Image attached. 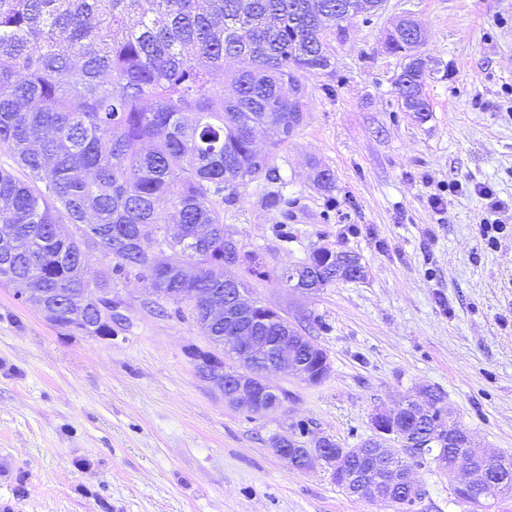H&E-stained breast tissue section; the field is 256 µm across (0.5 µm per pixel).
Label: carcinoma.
I'll return each mask as SVG.
<instances>
[{
    "label": "carcinoma",
    "instance_id": "carcinoma-1",
    "mask_svg": "<svg viewBox=\"0 0 512 512\" xmlns=\"http://www.w3.org/2000/svg\"><path fill=\"white\" fill-rule=\"evenodd\" d=\"M377 0H0V147L23 171L0 166V285L36 304L75 297L104 281L85 277L88 255L100 251L134 272L145 288L179 304L199 291L191 316L203 336L224 335L202 307L225 278L246 289L235 269L267 276L255 250L239 247L224 264L222 205L239 187L280 179L274 159L288 140V114L309 111L303 78L331 67L327 34L347 14ZM384 47L409 59L397 94L418 119L431 111L425 67L416 50L390 34ZM228 82L233 96L217 84ZM261 126L267 149L255 145ZM70 224L68 234L60 225ZM155 243L171 252L159 260ZM358 257L314 250L307 261L321 290L351 273ZM433 414L401 415L407 450L423 456L424 433L449 430L442 396L424 387ZM275 452L295 468L308 449ZM336 484L344 471L375 470V496L393 468L411 464L399 452L332 444ZM462 458L494 474L512 494V455L447 448L433 456L442 469Z\"/></svg>",
    "mask_w": 512,
    "mask_h": 512
}]
</instances>
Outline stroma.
<instances>
[{
    "label": "stroma",
    "mask_w": 512,
    "mask_h": 512,
    "mask_svg": "<svg viewBox=\"0 0 512 512\" xmlns=\"http://www.w3.org/2000/svg\"><path fill=\"white\" fill-rule=\"evenodd\" d=\"M407 15L426 32L423 121L396 93L405 59L383 48ZM328 42L280 180L240 187L224 209L267 261L252 297L325 350L328 378L272 374L289 395L276 415L229 406L186 355L207 344L188 305L100 254L86 276L112 277L108 336L55 326L0 286V512H392L346 494L325 463L292 468L271 438L357 447L375 410L426 386L476 447L512 454V0H386ZM319 166L332 192L315 185ZM480 184L504 204L493 247ZM320 247L358 255L364 277L309 296L279 284ZM412 473L413 512H467L432 460Z\"/></svg>",
    "instance_id": "obj_1"
}]
</instances>
